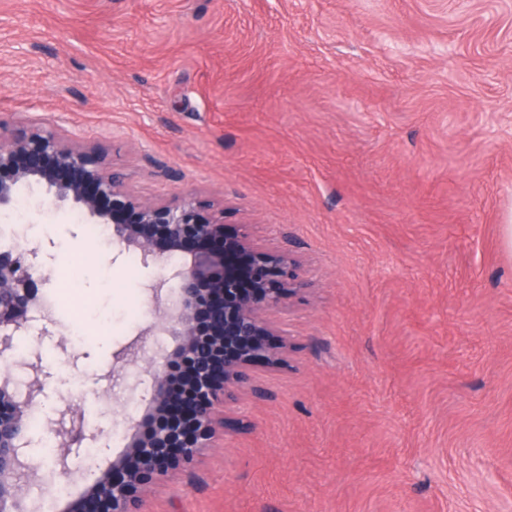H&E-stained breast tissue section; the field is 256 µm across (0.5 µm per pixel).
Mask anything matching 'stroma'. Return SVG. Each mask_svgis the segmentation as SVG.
<instances>
[{"mask_svg":"<svg viewBox=\"0 0 512 512\" xmlns=\"http://www.w3.org/2000/svg\"><path fill=\"white\" fill-rule=\"evenodd\" d=\"M101 144L145 197L291 250L308 289L214 447L146 512H512V0H0V133ZM68 205L16 217L51 307L0 377L48 421L126 429L150 377L156 270ZM94 461L55 475L82 496Z\"/></svg>","mask_w":512,"mask_h":512,"instance_id":"1","label":"stroma"}]
</instances>
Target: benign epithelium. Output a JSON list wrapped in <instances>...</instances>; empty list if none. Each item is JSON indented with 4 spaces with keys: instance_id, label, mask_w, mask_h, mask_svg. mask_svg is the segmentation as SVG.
<instances>
[{
    "instance_id": "benign-epithelium-1",
    "label": "benign epithelium",
    "mask_w": 512,
    "mask_h": 512,
    "mask_svg": "<svg viewBox=\"0 0 512 512\" xmlns=\"http://www.w3.org/2000/svg\"><path fill=\"white\" fill-rule=\"evenodd\" d=\"M23 189L38 193L39 209L48 202L68 204L88 223L109 225L113 241L160 269L148 285L152 327L178 336L174 353L194 362L190 386L197 397L186 413L194 433L173 457L169 448L182 428L130 426L126 453L94 478L74 507V512H144L151 484L190 463L224 428L219 403L235 400L241 391L260 394L252 385L253 368L273 357L265 343L271 334L265 314L304 282L293 269L291 253L269 250L245 231L224 239V212L208 213L194 197L143 198L126 174L106 163L101 146L75 145L54 127L23 126L0 135V216L13 210ZM49 281L37 248L0 253L1 358L12 355V336L26 326L39 306V287ZM171 281L178 299L170 307L161 303L159 292ZM29 370L24 394L10 378L0 380V512H25L29 490L20 475L65 469L68 443L87 436L75 416L52 422L59 455L50 463L32 460L29 418L40 389L37 365ZM145 372L152 380L145 412L164 416L178 409L182 388L172 384L169 357L150 360Z\"/></svg>"
}]
</instances>
